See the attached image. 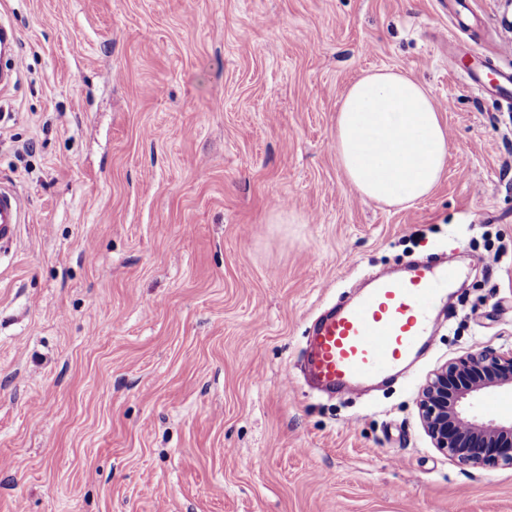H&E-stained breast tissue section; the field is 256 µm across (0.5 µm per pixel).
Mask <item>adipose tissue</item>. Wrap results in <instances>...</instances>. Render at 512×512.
<instances>
[{"mask_svg": "<svg viewBox=\"0 0 512 512\" xmlns=\"http://www.w3.org/2000/svg\"><path fill=\"white\" fill-rule=\"evenodd\" d=\"M334 147L360 197L405 208L440 181L448 165V128L418 81L390 69L372 70L340 98Z\"/></svg>", "mask_w": 512, "mask_h": 512, "instance_id": "obj_1", "label": "adipose tissue"}]
</instances>
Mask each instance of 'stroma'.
Here are the masks:
<instances>
[{
    "label": "stroma",
    "mask_w": 512,
    "mask_h": 512,
    "mask_svg": "<svg viewBox=\"0 0 512 512\" xmlns=\"http://www.w3.org/2000/svg\"><path fill=\"white\" fill-rule=\"evenodd\" d=\"M18 80L0 182V512H512V468L433 448L446 362L512 349V115L467 72L512 60V0H0ZM432 93L448 169L395 210L333 149L363 72ZM446 254L429 350L366 395L298 364L357 284ZM26 199L10 186L0 184V246L12 242L17 224H22Z\"/></svg>",
    "instance_id": "1"
}]
</instances>
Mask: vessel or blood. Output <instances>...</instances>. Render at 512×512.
Instances as JSON below:
<instances>
[{
	"label": "vessel or blood",
	"mask_w": 512,
	"mask_h": 512,
	"mask_svg": "<svg viewBox=\"0 0 512 512\" xmlns=\"http://www.w3.org/2000/svg\"><path fill=\"white\" fill-rule=\"evenodd\" d=\"M19 36L0 20V92L19 70ZM27 210L26 199L0 184V246L11 243ZM456 271L448 265L411 264L380 272L353 303L321 318L309 339L308 371L331 393L358 394L416 359L433 334V315Z\"/></svg>",
	"instance_id": "vessel-or-blood-1"
}]
</instances>
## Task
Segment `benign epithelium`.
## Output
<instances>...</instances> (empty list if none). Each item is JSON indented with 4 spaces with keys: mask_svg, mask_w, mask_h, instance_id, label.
Masks as SVG:
<instances>
[{
    "mask_svg": "<svg viewBox=\"0 0 512 512\" xmlns=\"http://www.w3.org/2000/svg\"><path fill=\"white\" fill-rule=\"evenodd\" d=\"M509 384L512 350H479L437 369L420 400L423 427L434 447L459 465L512 467V423L479 424L463 408L468 398Z\"/></svg>",
    "mask_w": 512,
    "mask_h": 512,
    "instance_id": "benign-epithelium-1",
    "label": "benign epithelium"
}]
</instances>
